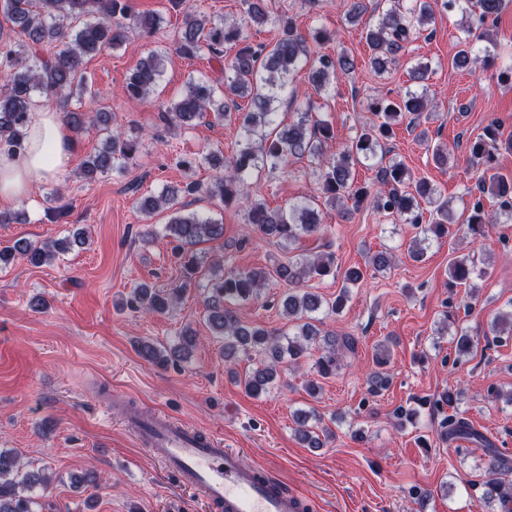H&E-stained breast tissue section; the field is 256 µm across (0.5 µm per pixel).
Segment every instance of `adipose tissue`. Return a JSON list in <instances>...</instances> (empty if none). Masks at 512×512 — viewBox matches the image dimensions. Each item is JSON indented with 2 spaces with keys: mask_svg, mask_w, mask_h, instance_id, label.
<instances>
[{
  "mask_svg": "<svg viewBox=\"0 0 512 512\" xmlns=\"http://www.w3.org/2000/svg\"><path fill=\"white\" fill-rule=\"evenodd\" d=\"M72 148L59 111L43 108L32 113L23 149L0 151V199L23 201L37 185L58 179Z\"/></svg>",
  "mask_w": 512,
  "mask_h": 512,
  "instance_id": "ef3b65f1",
  "label": "adipose tissue"
}]
</instances>
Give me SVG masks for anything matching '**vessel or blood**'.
<instances>
[{"mask_svg":"<svg viewBox=\"0 0 512 512\" xmlns=\"http://www.w3.org/2000/svg\"><path fill=\"white\" fill-rule=\"evenodd\" d=\"M124 418L147 453L173 472L183 488L199 491L210 512H309L308 497L167 413L125 409Z\"/></svg>","mask_w":512,"mask_h":512,"instance_id":"vessel-or-blood-1","label":"vessel or blood"}]
</instances>
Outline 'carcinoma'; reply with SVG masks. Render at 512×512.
Listing matches in <instances>:
<instances>
[{
    "instance_id": "cac0c4a2",
    "label": "carcinoma",
    "mask_w": 512,
    "mask_h": 512,
    "mask_svg": "<svg viewBox=\"0 0 512 512\" xmlns=\"http://www.w3.org/2000/svg\"><path fill=\"white\" fill-rule=\"evenodd\" d=\"M178 4L184 7V20L176 52L184 58H194L205 51L210 58L224 62V88L219 97L214 84L191 80L184 93L165 106L160 119L168 127H189L211 114L219 123L237 126L239 149L229 158L219 149L207 153L204 161L215 169L208 184L189 182L182 187H168L158 196L139 199L138 208L147 217L172 210L164 233L174 243L173 253L181 262L187 284L202 271L203 259L193 248L223 239L224 225L174 208L177 197L203 193L226 207L244 203L248 231L272 240L289 254L288 262L277 265L273 274L288 284L280 306L290 331L250 326L237 315L238 305L261 299L271 273L234 266L221 274L210 273L204 299L205 321L212 333L223 340L227 373L253 396L269 391L280 365L301 359L313 360V372L318 377H334L345 354L355 352L357 339L321 329L319 315L339 313L351 288L364 281V272L352 267L338 273L333 242L327 238L331 227L322 222L314 201L290 202L284 208L272 209L259 195L241 198L240 186L255 170L284 173L291 161L305 159L312 164L311 174L324 203L336 211L349 214L371 209L393 222L413 225L417 232L407 252L412 259L421 260L431 243L448 237L455 212L436 184L416 176L402 161L386 159L385 148L404 119H410L417 128V120L430 111L425 81L431 65L422 61L412 64L408 68L409 85L399 97L367 99L365 110L373 119L341 152L328 157L325 146L336 138L333 124L321 118L311 102L288 121L281 117L279 103L280 94L298 72H305L316 92L321 93L335 85L339 76L354 71L355 60L346 53L312 57L309 42L321 45L332 40L331 34L323 28L301 32L294 16L286 11L271 12L267 0H242L240 16L216 22L201 18L189 0H178ZM379 4L376 23L364 30L369 62L378 74L389 72L398 63L404 44L414 31L435 23V4L443 12L461 15V49L454 58L456 67L468 68L480 54L489 66L497 60L489 47L478 43L487 39L484 26L498 20L507 6L506 0H379ZM0 15L16 30L14 39L0 36V77L5 80L0 86V150L22 148L30 113L43 104L56 103L63 107V120L72 132L89 129L103 135L102 147L81 167L85 181H95L134 159L144 140L143 131L133 128L128 134L115 133L114 113L99 111L89 116L68 109V104L76 96L96 95L89 86L85 59L105 48L120 46L133 25L143 34H151L157 27L156 16L132 18L123 0H0ZM268 23L277 29L275 42H253L249 30ZM164 61L165 55L152 53L139 64L124 89L128 101L146 102L155 94ZM503 148L511 151L512 139L499 140L494 126L486 129L485 138L468 148L466 161L482 169L480 193L491 194L498 203L494 213L485 211L480 197L468 200L464 206L468 216L461 230L475 242L484 239L502 216L512 219V174H503L496 166V156ZM360 165L376 170L374 183H360L354 178V169ZM304 239L316 240V246L302 247ZM58 250L57 242L51 247L17 242L0 249V266L17 255L40 266L56 258ZM484 274L486 269L477 266L468 254L456 257L448 266L452 287L471 286ZM339 276L343 285L332 300L307 287L313 279ZM170 304L171 293L142 284L121 300L120 307L162 314ZM488 333L512 335V309L496 315ZM195 345L196 337L184 333L165 357L162 344L144 340L140 342L139 355L153 366L175 365L185 360ZM388 353V347L382 346L375 355L376 368L367 377L368 389L373 393L389 385ZM242 356L255 362L256 367L240 379L235 364ZM294 421L301 441L309 448L323 447L332 435L331 428L309 411L296 413ZM445 428L446 437L485 445L488 479L483 483L480 501L495 504L496 512H512V458L486 443L485 436L462 417L449 416ZM44 483L40 473L21 471L18 454L0 450V512H38L39 502L24 491Z\"/></svg>"
}]
</instances>
